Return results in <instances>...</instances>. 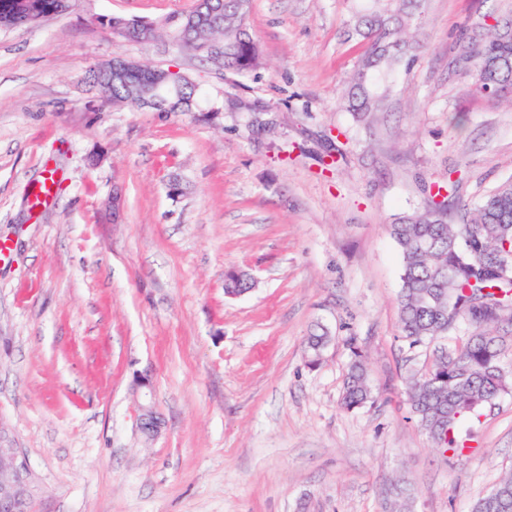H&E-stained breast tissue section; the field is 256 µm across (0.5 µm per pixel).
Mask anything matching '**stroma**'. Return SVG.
Masks as SVG:
<instances>
[{
    "mask_svg": "<svg viewBox=\"0 0 512 512\" xmlns=\"http://www.w3.org/2000/svg\"><path fill=\"white\" fill-rule=\"evenodd\" d=\"M194 5L70 0L0 27V438L30 468V512H471L512 473V389L472 419L465 456L417 425L410 378L469 329L402 341L388 226L432 186L475 204L512 180V99L463 94L454 66L512 0H419L418 49L367 118L343 96L367 50L349 25L373 0H251L244 75L170 29L136 42L95 23ZM116 54L179 71L196 105L104 104L87 79ZM231 271L248 292L225 295ZM352 340L374 400L348 410Z\"/></svg>",
    "mask_w": 512,
    "mask_h": 512,
    "instance_id": "1",
    "label": "stroma"
}]
</instances>
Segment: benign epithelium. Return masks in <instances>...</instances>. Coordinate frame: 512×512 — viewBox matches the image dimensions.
Here are the masks:
<instances>
[{
    "label": "benign epithelium",
    "instance_id": "benign-epithelium-1",
    "mask_svg": "<svg viewBox=\"0 0 512 512\" xmlns=\"http://www.w3.org/2000/svg\"><path fill=\"white\" fill-rule=\"evenodd\" d=\"M123 84L138 105L158 112H172L185 104L186 88L198 87L177 71L143 66L120 54L99 65L94 71L98 91ZM161 420L151 406L143 407L140 431L153 436L160 430ZM29 467L13 448L0 447V512H29Z\"/></svg>",
    "mask_w": 512,
    "mask_h": 512
}]
</instances>
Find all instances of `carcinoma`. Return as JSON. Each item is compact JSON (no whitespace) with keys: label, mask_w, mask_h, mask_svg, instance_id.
Returning <instances> with one entry per match:
<instances>
[{"label":"carcinoma","mask_w":512,"mask_h":512,"mask_svg":"<svg viewBox=\"0 0 512 512\" xmlns=\"http://www.w3.org/2000/svg\"><path fill=\"white\" fill-rule=\"evenodd\" d=\"M224 11V25H204L186 36V45L206 46L204 53L224 69L246 74L258 64V48L243 20L249 0H214ZM415 0H388L387 6L359 16L355 32L368 41L362 68L349 99L351 112H375L379 99L365 84L393 70L411 55L403 31ZM67 0H12L11 20L17 26L28 17L59 13ZM461 54L471 65V82L512 93V15L495 21L488 33L462 42ZM401 261L399 319L402 339L414 349L466 322L471 332L465 343L441 350L431 370L415 376L408 396L419 426L435 445L451 456L470 449L465 423L512 387V374L502 358L512 351V321L501 317L512 300V279L502 275L500 259L512 258V182H506L475 206L459 199L434 202L422 211L404 214L388 225ZM252 286L242 272L226 276L224 292L238 295ZM352 362L344 380L343 405L358 408L373 399L363 355L350 339ZM472 512H512V474L501 479L473 506Z\"/></svg>","instance_id":"obj_1"}]
</instances>
